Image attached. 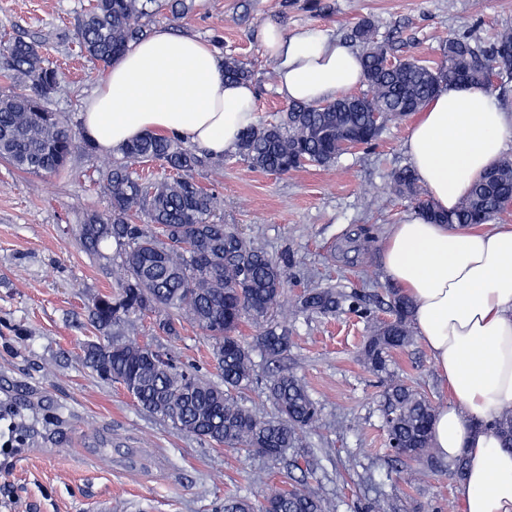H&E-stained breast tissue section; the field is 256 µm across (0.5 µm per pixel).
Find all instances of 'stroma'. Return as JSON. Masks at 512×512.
Instances as JSON below:
<instances>
[{"mask_svg": "<svg viewBox=\"0 0 512 512\" xmlns=\"http://www.w3.org/2000/svg\"><path fill=\"white\" fill-rule=\"evenodd\" d=\"M87 0H0V38L46 35L45 56L68 76L49 109L82 128V108L101 80L74 37ZM343 36L368 20L401 54L440 61L451 33L482 40L512 27V0H194L185 17L161 11L156 24L210 43L245 62L257 91L258 120L276 121L286 102L275 90V63L257 33L266 20ZM409 121L389 124L371 148L343 154L331 167L276 175L224 155L220 180H196L218 197L216 217L238 225L270 256L291 257L286 298L333 286L367 300L385 296L381 245L414 204L391 194L390 175L406 167ZM102 151L77 150L65 171L31 175L0 162V512H220L224 497H261L287 478L335 503L336 512H463L457 483L441 471L411 481L391 462L380 404L383 386L359 363L366 323L346 311L329 318L283 309L293 345L282 367L305 383L321 425L302 436L298 468L232 448H214L139 408L119 386L82 365L94 332L93 295L112 287V265L87 252L75 233L85 210L108 203L93 180ZM130 340L165 344L184 365L216 379L203 335L184 326L179 339L137 322ZM392 371L436 406L448 401L421 342L396 352ZM262 473L264 484L253 483Z\"/></svg>", "mask_w": 512, "mask_h": 512, "instance_id": "obj_1", "label": "stroma"}]
</instances>
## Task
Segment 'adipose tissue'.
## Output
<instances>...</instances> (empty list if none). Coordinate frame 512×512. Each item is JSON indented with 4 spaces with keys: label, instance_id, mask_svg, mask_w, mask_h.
Here are the masks:
<instances>
[{
    "label": "adipose tissue",
    "instance_id": "adipose-tissue-1",
    "mask_svg": "<svg viewBox=\"0 0 512 512\" xmlns=\"http://www.w3.org/2000/svg\"><path fill=\"white\" fill-rule=\"evenodd\" d=\"M259 39L287 101L325 102L364 81L360 52L327 32L269 21ZM256 120L250 82L225 80L206 42L158 27L86 100L83 130L105 152L152 132L219 157ZM510 139L512 115L492 95L450 84L409 127L405 147L434 206L450 211ZM382 265L411 298L417 334L448 388L432 444L442 457L467 461L464 512H512V452L485 428L512 407V224L477 230L413 213L389 228Z\"/></svg>",
    "mask_w": 512,
    "mask_h": 512
}]
</instances>
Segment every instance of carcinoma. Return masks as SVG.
I'll list each match as a JSON object with an SVG mask.
<instances>
[{"label": "carcinoma", "mask_w": 512, "mask_h": 512, "mask_svg": "<svg viewBox=\"0 0 512 512\" xmlns=\"http://www.w3.org/2000/svg\"><path fill=\"white\" fill-rule=\"evenodd\" d=\"M188 0H90L77 20L75 38L86 55L105 71L127 48L147 37L153 18L164 8L185 15ZM347 38L359 48L366 90L323 103H295L280 122L245 131L236 154L259 171L286 174L305 165L327 167L344 154L341 142L356 135L360 147L376 141L386 124L423 110L442 85L456 84L487 92L493 71L511 79L500 65L512 57V27L500 29L490 43L450 34L442 42V60L429 65L398 55L394 43L379 39L373 24L357 22ZM46 38L15 36L0 41V75L10 87L0 92V160L33 175L65 168L78 149L96 145L80 139L65 115L48 109L50 99L67 85L65 73L47 63ZM224 78L247 80L250 71L235 57L224 59ZM155 161L169 176L144 180L137 167ZM207 157L175 136L145 133L127 143L98 170L105 211L86 213L76 225L82 243L94 252L116 246L113 291L99 293L89 306V324L98 341L87 345L84 364L101 379L123 387L134 402L173 429L215 448H234L273 461L298 447L301 433L319 424L320 410L301 379L281 370L265 380L267 398L277 415L268 417L244 406L238 394L259 381L254 352L266 359L284 355L292 344L288 324L278 320L286 268L270 257L235 224L214 220L216 195L200 187L194 173ZM391 192L417 201L421 213L445 224L479 225L495 221L512 203V159L489 168L456 209L445 213L418 198L413 171L391 175ZM389 319L374 318L359 294L336 288H310L292 301L294 314L329 317L345 307L369 324L358 360L376 376L390 374L392 354L413 344L412 302L396 288L377 299ZM155 319L170 339L188 324L210 343L220 382L182 365L170 352L125 337L133 322ZM259 336L251 343L242 328ZM436 406L412 385L390 379L384 385L381 414L391 461L440 468L431 448ZM504 448L512 450V408L484 424ZM331 503L306 483L271 487L262 500L230 494L224 512H330Z\"/></svg>", "instance_id": "carcinoma-1"}]
</instances>
